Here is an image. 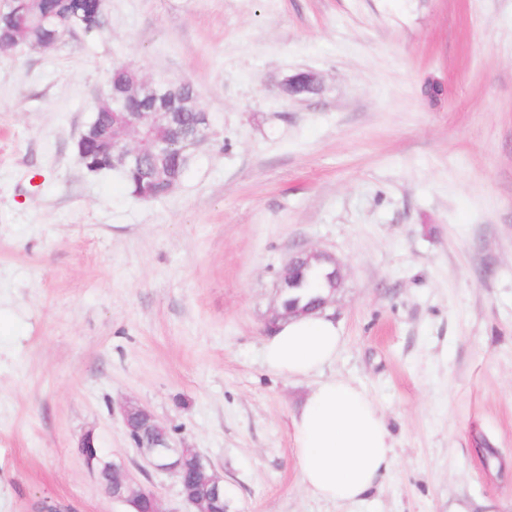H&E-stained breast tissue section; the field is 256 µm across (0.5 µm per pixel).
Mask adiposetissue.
Segmentation results:
<instances>
[{
    "instance_id": "obj_1",
    "label": "adipose tissue",
    "mask_w": 512,
    "mask_h": 512,
    "mask_svg": "<svg viewBox=\"0 0 512 512\" xmlns=\"http://www.w3.org/2000/svg\"><path fill=\"white\" fill-rule=\"evenodd\" d=\"M343 345L335 320L317 312L279 322L262 353L272 373L300 379L333 363ZM292 441L302 483L326 502L361 501L381 484L394 462L390 434L375 402L341 377L312 388L292 419Z\"/></svg>"
}]
</instances>
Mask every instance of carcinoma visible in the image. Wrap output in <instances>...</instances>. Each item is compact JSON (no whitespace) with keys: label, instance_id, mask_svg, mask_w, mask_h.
Masks as SVG:
<instances>
[{"label":"carcinoma","instance_id":"carcinoma-1","mask_svg":"<svg viewBox=\"0 0 512 512\" xmlns=\"http://www.w3.org/2000/svg\"><path fill=\"white\" fill-rule=\"evenodd\" d=\"M97 32L92 25L90 0H0V50L19 46L33 48L41 41L60 34ZM173 125L179 136L170 135L161 126L143 128L159 142L160 150L138 162L128 163L120 170L131 196L140 195L148 201L166 197L182 180L189 168L205 117L199 103L200 93L191 83L171 86ZM164 93H153L145 87H132V79L123 65L109 71L104 95L95 106L91 125L87 127L95 142L112 140V113L122 112L136 118L151 103H161ZM332 268L313 263L300 278L282 291V301L298 308H308L332 288Z\"/></svg>","mask_w":512,"mask_h":512}]
</instances>
